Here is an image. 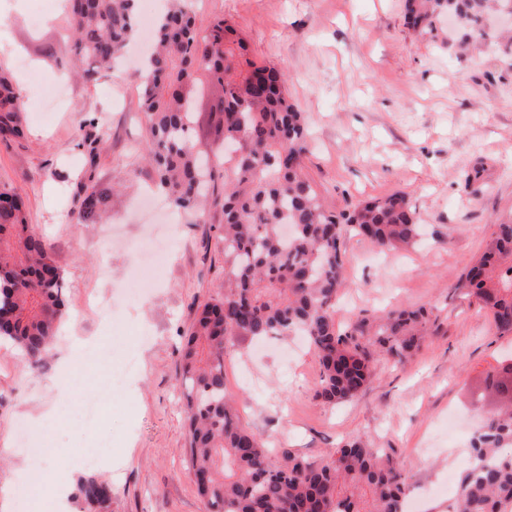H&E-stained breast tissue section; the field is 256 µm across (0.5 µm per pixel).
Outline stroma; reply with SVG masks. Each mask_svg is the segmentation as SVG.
I'll return each mask as SVG.
<instances>
[{
	"label": "stroma",
	"instance_id": "1",
	"mask_svg": "<svg viewBox=\"0 0 512 512\" xmlns=\"http://www.w3.org/2000/svg\"><path fill=\"white\" fill-rule=\"evenodd\" d=\"M202 19L224 18L247 56L288 75L289 99L311 130L304 171L326 208L400 191L423 237L380 250L360 237L343 246L347 287L337 320L425 307L432 334L397 367H379L351 400L315 396V352L289 361L274 338L265 352L231 339L224 386L241 423L266 446L328 462L334 448L365 436L392 449L418 512H447L435 486L471 462L479 420L472 395L487 371L512 355V335L457 282L480 257L496 217L512 214V58L439 17L424 36L407 24L404 0H195ZM0 69L14 77L26 117L22 139L0 144V182L24 198L65 279L67 318L42 370L0 342V512H50L46 488L22 500L13 488L43 463L40 441L57 433L71 484L95 475L112 486V512H206L188 464L180 395L181 349L199 306L224 294L223 216L177 214L152 245L170 252L145 298L129 301L122 280L138 259L145 218L136 211L155 176L137 70L86 83L68 76L71 18L65 0H0ZM65 76L69 99L48 109L38 80ZM100 143L95 154L87 134ZM114 188L112 210L76 220L81 184ZM123 327L110 341L108 325ZM91 342L75 396L55 388L74 337ZM98 401L96 418L83 402Z\"/></svg>",
	"mask_w": 512,
	"mask_h": 512
}]
</instances>
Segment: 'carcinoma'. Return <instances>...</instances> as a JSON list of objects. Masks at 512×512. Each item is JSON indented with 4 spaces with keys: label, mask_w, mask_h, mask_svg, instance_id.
<instances>
[{
    "label": "carcinoma",
    "mask_w": 512,
    "mask_h": 512,
    "mask_svg": "<svg viewBox=\"0 0 512 512\" xmlns=\"http://www.w3.org/2000/svg\"><path fill=\"white\" fill-rule=\"evenodd\" d=\"M73 67L92 82L120 61L138 32V0H68ZM512 0H406L408 19L425 33L451 14L483 39L484 19ZM235 30L224 19L204 24L187 0H169L156 23L155 48L144 63L140 107L148 130L146 153L157 188L179 210L204 220L224 218V296L200 306L182 351L181 384L189 414L190 466L208 512H403L405 479L392 455L357 437L318 464L285 451L270 461L260 437L243 426L224 391V349L231 338L305 336L319 363L316 396L334 405L369 382L380 356L403 364L429 336L424 307L392 311L377 322L362 317L336 325L344 286L343 243L349 233L381 248L415 243L419 216L405 194L366 200L351 210L323 207L303 173L307 119L288 100L286 74L246 58L236 66L224 50ZM205 76L215 134L240 143L241 153L209 163L197 150L194 104ZM23 134L19 94L0 70V141ZM231 175H224V165ZM223 179L215 190L216 179ZM112 207V190L88 187L77 219L92 222ZM461 287L476 298L500 334H512V215L494 224L485 252ZM65 281L45 240L27 224L25 203L0 185V341L15 345L30 369L40 368L61 323ZM487 414L471 443L472 465L461 477L455 512H512V361L497 369ZM81 512H108L112 486L89 477L78 486Z\"/></svg>",
    "instance_id": "carcinoma-1"
}]
</instances>
